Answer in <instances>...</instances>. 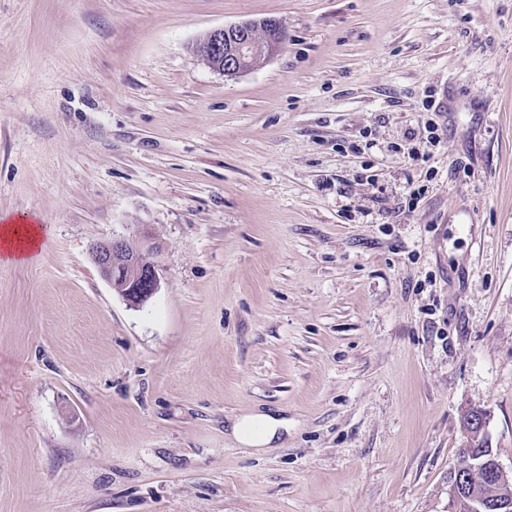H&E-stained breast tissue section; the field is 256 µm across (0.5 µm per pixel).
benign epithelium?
<instances>
[{"label": "benign epithelium", "mask_w": 512, "mask_h": 512, "mask_svg": "<svg viewBox=\"0 0 512 512\" xmlns=\"http://www.w3.org/2000/svg\"><path fill=\"white\" fill-rule=\"evenodd\" d=\"M284 41L285 33L278 20L245 21L209 31L201 42L194 44V52L202 51L220 59L215 70L235 77L251 67L247 57L256 53L261 59L270 58L281 51ZM161 250L151 232L134 224L127 234L95 242L90 253L100 275L117 288L126 302L139 307L161 286L156 261ZM482 466L471 457H461L454 467L451 497L469 496L475 512H512V501H487L468 486L467 474Z\"/></svg>", "instance_id": "benign-epithelium-1"}]
</instances>
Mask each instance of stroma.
Masks as SVG:
<instances>
[{"instance_id":"stroma-1","label":"stroma","mask_w":512,"mask_h":512,"mask_svg":"<svg viewBox=\"0 0 512 512\" xmlns=\"http://www.w3.org/2000/svg\"><path fill=\"white\" fill-rule=\"evenodd\" d=\"M265 18L238 76L191 51ZM24 214L0 512H454L471 406L512 473V0H0ZM129 224L140 307L90 253ZM248 412L287 427L243 447ZM131 227L128 234L95 242L90 253L100 275L117 288L126 302L139 307L161 286L155 259L162 247L143 225Z\"/></svg>"}]
</instances>
